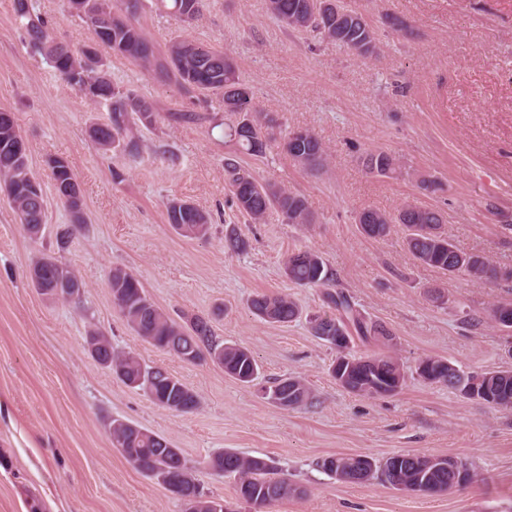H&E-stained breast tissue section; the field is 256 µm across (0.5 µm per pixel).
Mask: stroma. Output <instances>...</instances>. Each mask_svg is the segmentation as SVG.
Listing matches in <instances>:
<instances>
[{
	"label": "stroma",
	"mask_w": 512,
	"mask_h": 512,
	"mask_svg": "<svg viewBox=\"0 0 512 512\" xmlns=\"http://www.w3.org/2000/svg\"><path fill=\"white\" fill-rule=\"evenodd\" d=\"M51 38L71 50L90 45L87 25L62 0H33ZM374 29L380 52L363 58L309 30L274 19L267 0H208L199 18L180 26L145 9L137 20L158 50L177 35L233 57L258 106L291 128L312 131L331 148L323 167H302L285 153L244 155L258 180L303 196L310 224L269 213L249 223L233 203L224 159L233 143L216 127L214 108L174 79L150 75L101 50L114 82L152 102L156 122L139 127V155L100 151L89 136L107 122L27 45L14 0H0V108L13 112L42 187L46 225L31 238L0 194V512H183L156 479L114 448L109 427L120 419L179 448L206 495L230 512H250L233 479L203 467L232 450L273 460L298 494L265 512H512V409L467 400L424 382L421 360L438 357L466 372L512 370V328L470 319L512 304V284L448 275L416 261L405 228L382 238L356 222L367 207L394 211L409 202L441 211L445 234L465 252L512 266V0H340ZM400 17L407 31L389 27ZM389 153L395 171L369 173L360 157ZM67 159L81 184L85 223L66 246L58 234L70 215L55 195L49 158ZM439 188L422 189L421 179ZM186 199L211 213L203 238L167 222L168 200ZM237 231L246 251L227 248ZM317 252L369 319L390 339H353L358 355L393 354L405 375L394 394L361 396L329 374L336 350L306 320L268 323L247 302L257 293H287L305 312L323 311L319 289L284 275L292 251ZM74 270L84 286L57 302L33 286L41 256ZM132 272L156 306L180 321L206 318L215 336L247 348L262 375H290L309 400L280 409L205 359L188 364L137 336L112 302L113 269ZM103 331L115 349L177 376L200 399L196 412L158 407L91 355L86 338ZM451 457L474 473L445 493L397 491L378 478L343 483L320 469L330 456L394 454Z\"/></svg>",
	"instance_id": "35a3bbf8"
}]
</instances>
